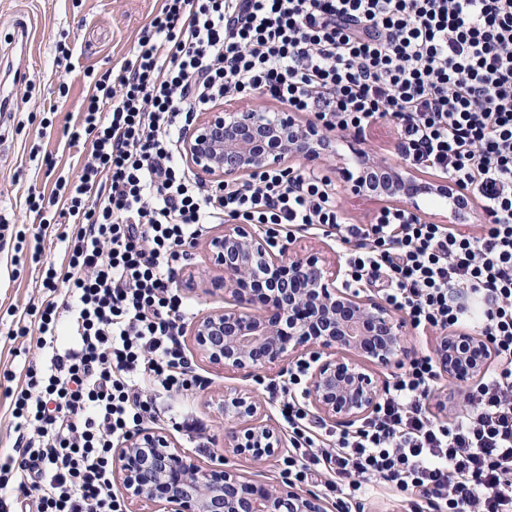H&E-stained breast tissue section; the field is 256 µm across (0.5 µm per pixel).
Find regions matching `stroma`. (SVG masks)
Returning <instances> with one entry per match:
<instances>
[{"label": "stroma", "mask_w": 512, "mask_h": 512, "mask_svg": "<svg viewBox=\"0 0 512 512\" xmlns=\"http://www.w3.org/2000/svg\"><path fill=\"white\" fill-rule=\"evenodd\" d=\"M161 0H0V86L10 95L11 118L0 125V217L8 227L0 235V455L12 453L17 438L11 405L25 382L30 363L42 362L35 343L37 330L14 335L13 311L38 312L45 293L36 264L11 257L19 238H32L39 219L26 205L29 190L51 193L59 177H76L84 158L78 148L66 145L65 131L87 93L88 77H101L130 60L132 47L160 9ZM30 25L39 37L28 51L29 84H14L18 63L19 30ZM72 53L74 68L64 71L57 63L59 46ZM68 86L60 96V86ZM60 103L59 112L49 106ZM338 157L313 161L322 174L336 177L339 164L354 167L355 149L394 166H401L396 135L384 122L367 129L360 141L351 134L336 133ZM40 146L30 157L32 146ZM291 251L316 253L332 262H344L348 247L338 237L317 231H295L289 238ZM201 386L187 395L173 397L178 409L192 412L202 423L199 443L181 431L172 436L179 449L200 462H210L224 451L225 418L220 409L224 392L238 388L257 395L276 425H283L279 405L270 387L282 385L285 376L275 370L245 378L225 372L201 358H194Z\"/></svg>", "instance_id": "stroma-1"}]
</instances>
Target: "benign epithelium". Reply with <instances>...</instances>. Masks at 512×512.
I'll list each match as a JSON object with an SVG mask.
<instances>
[{"mask_svg":"<svg viewBox=\"0 0 512 512\" xmlns=\"http://www.w3.org/2000/svg\"><path fill=\"white\" fill-rule=\"evenodd\" d=\"M319 126L289 112L217 104L187 129L180 152L197 174L222 186L255 171L278 167L290 157L310 162L335 153ZM362 171L350 175L354 191L420 209L421 184L380 161L357 157ZM214 273L200 280L224 307L198 317L190 329L193 348L210 364L248 377L285 368L297 354L309 355L302 396L317 423L349 428L371 415L386 387L369 366H389L408 355L406 322L386 302L339 288V272L316 254L288 257L274 234L249 224H228L207 239ZM434 354L439 374L474 384L491 359L482 336L439 337ZM224 455L202 465L177 449L171 435L143 428L120 442L115 453L126 498L146 502L151 512H328L320 495L282 484H262L226 466L228 456L261 463L288 452V442L264 421L267 409L250 392H224Z\"/></svg>","mask_w":512,"mask_h":512,"instance_id":"obj_1","label":"benign epithelium"}]
</instances>
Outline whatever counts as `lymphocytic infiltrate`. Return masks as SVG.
<instances>
[{"label":"lymphocytic infiltrate","mask_w":512,"mask_h":512,"mask_svg":"<svg viewBox=\"0 0 512 512\" xmlns=\"http://www.w3.org/2000/svg\"><path fill=\"white\" fill-rule=\"evenodd\" d=\"M134 53L95 80L66 131L70 146L91 144L77 178L27 198L43 215L33 261L58 223L74 231L64 266L43 270L37 346L49 362L29 365L17 393L0 489H32L31 512H125L114 444L157 421L162 396L200 387L179 340L191 307L177 264L228 217L339 237L347 287H380L414 328L479 331L495 354L444 421L429 410L434 358L412 359L329 450L290 396L307 371L295 364L281 405L289 478L328 466L325 488L347 506L377 479L434 512H512V0H164ZM250 95L330 132L391 122L410 168L476 201L478 232L393 206L345 223L330 179L298 168L221 188L190 178L175 156L182 119Z\"/></svg>","instance_id":"f902f5d3"}]
</instances>
